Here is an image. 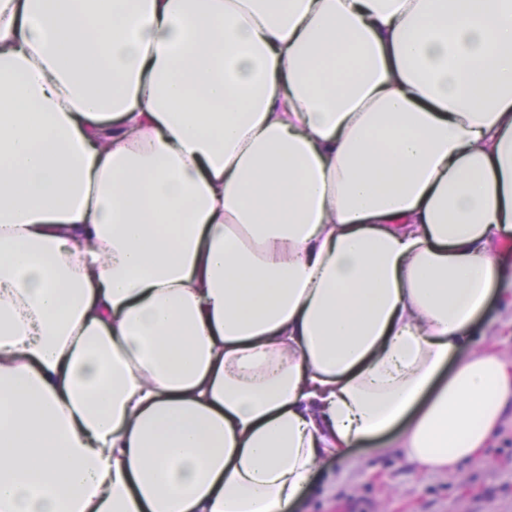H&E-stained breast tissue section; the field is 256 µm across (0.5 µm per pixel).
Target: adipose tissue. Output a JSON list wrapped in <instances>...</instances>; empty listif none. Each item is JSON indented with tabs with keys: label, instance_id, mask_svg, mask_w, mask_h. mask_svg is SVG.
Returning <instances> with one entry per match:
<instances>
[{
	"label": "adipose tissue",
	"instance_id": "ef3b65f1",
	"mask_svg": "<svg viewBox=\"0 0 512 512\" xmlns=\"http://www.w3.org/2000/svg\"><path fill=\"white\" fill-rule=\"evenodd\" d=\"M512 0H0V512H296L487 447Z\"/></svg>",
	"mask_w": 512,
	"mask_h": 512
}]
</instances>
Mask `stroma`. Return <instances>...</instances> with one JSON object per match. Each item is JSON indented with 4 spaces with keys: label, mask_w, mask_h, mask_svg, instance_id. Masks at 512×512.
Masks as SVG:
<instances>
[{
    "label": "stroma",
    "mask_w": 512,
    "mask_h": 512,
    "mask_svg": "<svg viewBox=\"0 0 512 512\" xmlns=\"http://www.w3.org/2000/svg\"><path fill=\"white\" fill-rule=\"evenodd\" d=\"M325 459L299 512H512V415L476 457L451 472L417 469L402 449L352 448Z\"/></svg>",
    "instance_id": "1"
}]
</instances>
